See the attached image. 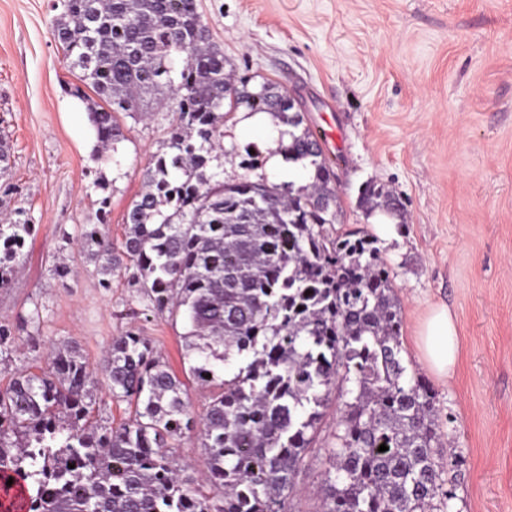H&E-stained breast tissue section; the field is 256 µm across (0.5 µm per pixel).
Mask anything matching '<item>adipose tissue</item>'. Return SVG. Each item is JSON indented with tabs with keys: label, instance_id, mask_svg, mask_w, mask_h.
<instances>
[{
	"label": "adipose tissue",
	"instance_id": "obj_1",
	"mask_svg": "<svg viewBox=\"0 0 512 512\" xmlns=\"http://www.w3.org/2000/svg\"><path fill=\"white\" fill-rule=\"evenodd\" d=\"M419 344L427 368L438 377H448L456 364L457 327L447 307H431L420 325Z\"/></svg>",
	"mask_w": 512,
	"mask_h": 512
}]
</instances>
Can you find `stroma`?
I'll list each match as a JSON object with an SVG mask.
<instances>
[{
  "label": "stroma",
  "instance_id": "obj_1",
  "mask_svg": "<svg viewBox=\"0 0 512 512\" xmlns=\"http://www.w3.org/2000/svg\"><path fill=\"white\" fill-rule=\"evenodd\" d=\"M59 2L0 0V137L10 145L0 214L34 226L19 272L0 289V324L18 338L0 361V386L48 367L63 341L98 368L113 337L131 329L186 380L200 416L211 390L187 377L184 325L145 314L127 273L101 288L95 263L63 240L94 221L105 194L108 232L122 240L172 115L124 117L115 161L95 162L87 105L72 94L78 74L52 36ZM198 10L237 77L278 83L302 99L309 126L334 131L324 152L339 176L337 231H372L378 218L359 202L368 182L399 197L404 219L377 246L401 300L408 370L451 418V450L465 459L453 512H512V0H198ZM99 179L107 191L95 190ZM57 254L77 276L54 274ZM438 304L458 329L445 379L417 342Z\"/></svg>",
  "mask_w": 512,
  "mask_h": 512
}]
</instances>
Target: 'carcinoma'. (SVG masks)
<instances>
[{
	"mask_svg": "<svg viewBox=\"0 0 512 512\" xmlns=\"http://www.w3.org/2000/svg\"><path fill=\"white\" fill-rule=\"evenodd\" d=\"M88 100L95 160L126 140L120 114L171 101L166 150L152 156L112 243L110 196L77 226L100 271L130 279L156 315L185 325L190 376L212 388L199 434L206 493L175 449L194 430L184 382L133 331L112 339L101 375L79 348L55 346L51 367L0 388V479L32 488L25 512H290L330 396L340 415L327 444L318 512H449L450 434L426 381L408 372L391 270L360 230L336 236V176L288 92L236 80L197 0H63L52 19ZM267 112L289 127L285 160L310 169L297 188L214 165L224 112ZM361 203L397 215L400 200L369 184ZM33 225L0 224V288L19 269ZM129 406L113 426L97 395ZM388 450L378 451L380 445Z\"/></svg>",
	"mask_w": 512,
	"mask_h": 512,
	"instance_id": "obj_1",
	"label": "carcinoma"
}]
</instances>
